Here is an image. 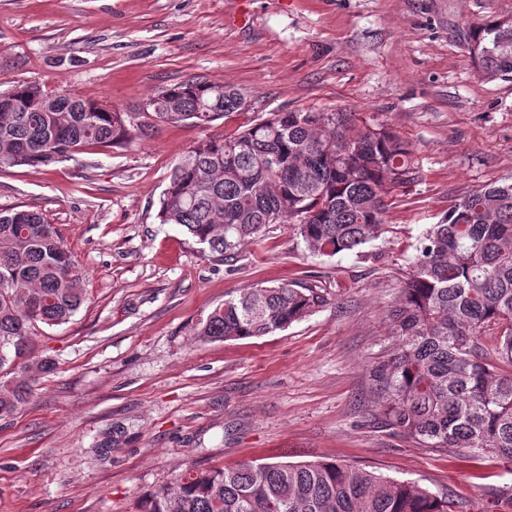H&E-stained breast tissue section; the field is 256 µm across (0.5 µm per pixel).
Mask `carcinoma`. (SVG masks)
<instances>
[{"label":"carcinoma","mask_w":512,"mask_h":512,"mask_svg":"<svg viewBox=\"0 0 512 512\" xmlns=\"http://www.w3.org/2000/svg\"><path fill=\"white\" fill-rule=\"evenodd\" d=\"M465 49L495 79L512 77V21L469 30ZM0 102V169L48 166L132 137L131 116L104 101L18 83ZM158 123L205 126L238 111L237 92L189 80L153 97ZM418 178L413 151L347 112H271L174 168L163 224L183 227L222 261L291 224L322 256L358 250L383 226L386 198ZM389 313L394 345L372 365L387 426L424 448H471L512 462V184L489 185L427 227ZM86 301L56 228L33 210L0 212V417L52 369L31 342L38 324L69 322ZM326 302L315 285L252 286L197 325L204 341L257 338ZM138 512H454L444 494L333 462H244L185 471Z\"/></svg>","instance_id":"carcinoma-1"}]
</instances>
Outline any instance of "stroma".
<instances>
[{
  "mask_svg": "<svg viewBox=\"0 0 512 512\" xmlns=\"http://www.w3.org/2000/svg\"><path fill=\"white\" fill-rule=\"evenodd\" d=\"M505 17L512 0H0L1 84L60 86L136 118L191 79L246 101L207 126L160 124L126 146L0 171V211L54 224L87 290L68 323L37 329L55 369L0 417V512H136L187 469L251 461H335L463 512H512V463L390 429L370 376L422 231L512 182V80L485 78L459 40ZM288 111L351 112L412 145L419 177L388 198L377 239L319 256L276 224L217 261L161 223L184 156ZM288 281L326 303L261 338H197L225 299Z\"/></svg>",
  "mask_w": 512,
  "mask_h": 512,
  "instance_id": "obj_1",
  "label": "stroma"
}]
</instances>
